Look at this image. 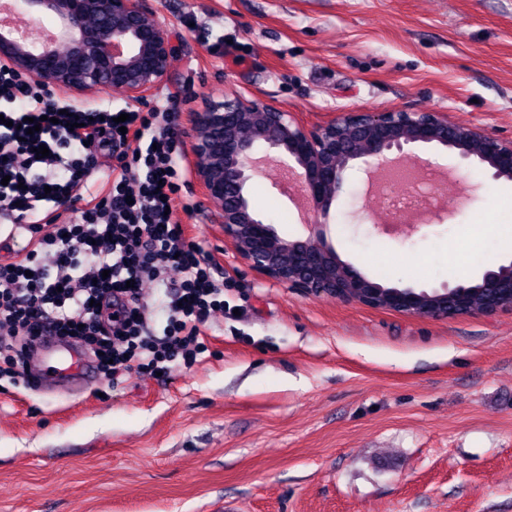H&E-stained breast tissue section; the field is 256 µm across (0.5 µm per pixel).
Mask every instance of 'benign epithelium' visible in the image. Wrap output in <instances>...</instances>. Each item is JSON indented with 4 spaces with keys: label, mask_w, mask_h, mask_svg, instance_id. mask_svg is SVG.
Here are the masks:
<instances>
[{
    "label": "benign epithelium",
    "mask_w": 512,
    "mask_h": 512,
    "mask_svg": "<svg viewBox=\"0 0 512 512\" xmlns=\"http://www.w3.org/2000/svg\"><path fill=\"white\" fill-rule=\"evenodd\" d=\"M12 4L33 24L53 19L58 38L39 45L0 29V65L52 92L84 96L116 87L139 101L166 77L175 46L147 0H12ZM187 135L193 179L216 207L224 236L233 241L238 257L267 279L411 316L446 318L512 308V297L482 309L473 307L469 277L439 288L388 289L341 260L327 237L331 207L348 189L351 162L360 161L366 172L406 154L410 147L427 145L486 166L496 179H509L512 143L455 125L437 112H342L308 129L278 105L241 95L190 110ZM260 145L301 183L313 211L307 236H279L252 208L246 190L260 174L255 158ZM480 281L487 288L512 293V261L485 271Z\"/></svg>",
    "instance_id": "7a95c632"
}]
</instances>
